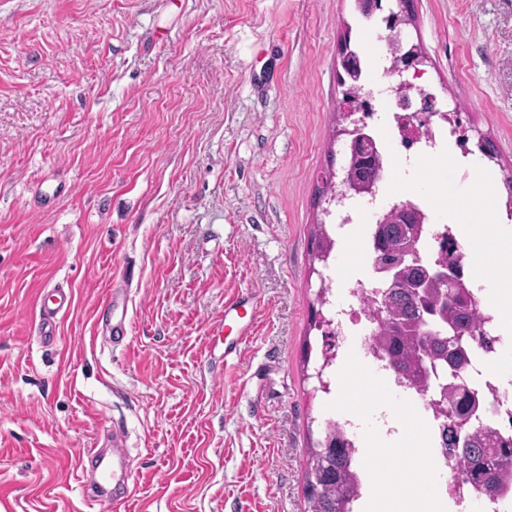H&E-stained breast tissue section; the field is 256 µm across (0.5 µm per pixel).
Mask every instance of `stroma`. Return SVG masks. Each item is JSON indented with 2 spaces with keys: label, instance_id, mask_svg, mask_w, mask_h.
<instances>
[{
  "label": "stroma",
  "instance_id": "35a3bbf8",
  "mask_svg": "<svg viewBox=\"0 0 512 512\" xmlns=\"http://www.w3.org/2000/svg\"><path fill=\"white\" fill-rule=\"evenodd\" d=\"M403 35L456 112L499 215L512 220V0H413ZM372 55L355 0H0V512H116L78 472L123 430L138 477L127 512H305L325 395L312 321L322 279H369L362 225L327 271L311 232L345 164L340 47ZM454 143L386 189L441 177ZM128 285L132 335L97 311ZM69 288L56 338L39 298ZM255 292L237 354L211 337ZM352 336L337 409L394 408ZM246 306H251L252 309L256 306L253 295L237 296L224 306V327L235 325L239 340L247 339L253 334V323L241 321L243 316L240 315V309H246Z\"/></svg>",
  "mask_w": 512,
  "mask_h": 512
}]
</instances>
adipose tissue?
Here are the masks:
<instances>
[{
  "label": "adipose tissue",
  "instance_id": "ef3b65f1",
  "mask_svg": "<svg viewBox=\"0 0 512 512\" xmlns=\"http://www.w3.org/2000/svg\"><path fill=\"white\" fill-rule=\"evenodd\" d=\"M420 190L436 203L457 214L460 223L494 222L493 232L480 235L462 234L461 240L474 254L472 275L475 281H494L497 285L495 303L503 318L512 317V225L498 222L495 199L483 189L482 182L469 183L464 191L446 189L445 185L420 183ZM424 439L417 429L388 433L376 425L366 445L378 449L368 474L366 512H439V502L430 493L431 467L428 461L416 460L415 477L410 498H403L397 485L402 474H390L391 458L386 451L406 445L422 446Z\"/></svg>",
  "mask_w": 512,
  "mask_h": 512
}]
</instances>
